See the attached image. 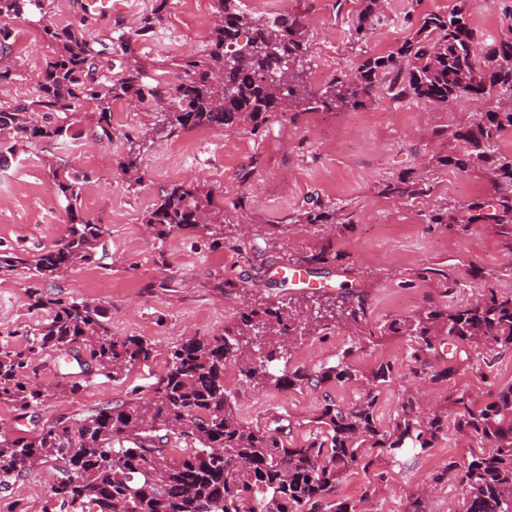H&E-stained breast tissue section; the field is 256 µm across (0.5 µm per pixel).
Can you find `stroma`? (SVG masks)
I'll list each match as a JSON object with an SVG mask.
<instances>
[{"label":"stroma","mask_w":512,"mask_h":512,"mask_svg":"<svg viewBox=\"0 0 512 512\" xmlns=\"http://www.w3.org/2000/svg\"><path fill=\"white\" fill-rule=\"evenodd\" d=\"M456 0H386V25L366 43H354L349 29L359 0H238L248 13L274 8L302 15L309 34V76L314 88L349 72L370 55L396 51L413 37L415 23L430 12H448ZM155 0H112L106 16L86 11L83 0H49L45 19L60 25L83 22L87 38L102 43L134 30L149 14ZM166 16L146 42H131L138 59L162 61L187 51L199 52L209 43L215 25L212 0H168ZM42 19V20H45ZM41 19L11 20L14 45L9 66L16 79L0 85V104L35 97L38 83L53 55L41 37ZM487 99L465 100L453 108L430 106L412 99L382 96L370 106L337 112L287 113L258 135L238 130L199 128L164 139L155 125L160 118L156 102L125 99L112 115V137L92 135L91 112L78 113V139L27 147L0 168V251L21 247L35 252L67 232L64 201L54 194L49 160L66 161L74 172L88 174L82 190V210L100 218L107 229L109 256L102 265H78L54 282L34 284L27 275L0 278V347L24 348V328L36 317L28 308L29 291L63 299L91 297L109 311L112 332L141 336L158 348L190 337L223 333L242 309L261 304L294 302L332 310L342 295L366 302L364 326L376 329L385 321L416 314L439 286L419 281L420 266H448L459 284L443 303L454 309L475 302L485 289L512 295V256L504 252L491 226L471 225L458 234L443 224L426 221L440 205H462L491 193L486 173L444 166L445 157L458 151L447 132L468 123L472 113L490 107ZM137 144L139 183H130L118 163ZM402 175L425 180V195L403 201L386 197L384 183ZM200 183L216 189V203L224 207V234L230 245L213 246L199 230L186 228L159 241L143 224L146 212L174 184ZM243 208H234L236 200ZM330 205L349 215L348 225H335L330 234L341 257L317 265L311 278L319 293L285 284L283 268L309 254L320 243L313 229L292 225V218L316 204ZM234 280L235 290L219 293L214 275ZM344 327H330L299 338L290 350L288 368L313 369L331 363L337 354L353 348L351 362L370 373L379 363L394 364L397 374L378 400L376 414L389 421L402 394L420 382L405 338L386 336L355 348ZM462 374L429 385L427 401L446 405L451 395L468 392L475 404L491 399L497 389L512 384V350L483 362L471 356ZM39 382L55 389L63 380L80 375L71 353L46 350L34 357ZM162 360L151 368L134 367L123 379L94 383L78 394L56 392L37 412L36 419L18 417L0 403V423L10 435L23 436L33 424H47L62 415L89 416L99 409L131 398L160 372ZM224 385L236 397V412L245 423L265 426L281 419L289 446L300 445L313 427L325 398L350 405L362 396L360 381L330 382L321 386L289 388L267 385L253 388L240 380L236 368L226 370ZM476 452V442L448 430L434 447L416 456L409 466L388 468L384 479L367 484L361 474L343 478L337 498L359 504L362 512H402L407 498L427 492V512H458L465 488L459 476L449 475L440 485L432 476L448 459L458 458L460 444ZM55 472L43 465L0 487V512H42Z\"/></svg>","instance_id":"stroma-1"}]
</instances>
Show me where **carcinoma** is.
I'll list each match as a JSON object with an SVG mask.
<instances>
[{
	"label": "carcinoma",
	"mask_w": 512,
	"mask_h": 512,
	"mask_svg": "<svg viewBox=\"0 0 512 512\" xmlns=\"http://www.w3.org/2000/svg\"><path fill=\"white\" fill-rule=\"evenodd\" d=\"M47 0H0V54L12 51L10 20ZM167 0H159L139 28L107 45L85 37L80 24H46L43 39L57 45L47 62L38 94L29 102L0 107V164L30 144L73 138L70 116L92 108L99 139L112 138V106L125 97L153 100L162 108L164 137L199 127L239 128L256 136L286 113L347 110L372 104L382 94L449 105L461 100L493 98L496 105L475 112L470 122L448 131L460 152L448 164L461 171L490 173L493 193L460 207H438L429 224L466 230L487 224L512 254V154L497 142L512 133V24L487 43L470 24L475 0H456L449 13L422 18L413 37L386 56L368 57L350 74L335 76L321 89L306 73L307 33L302 18L288 12L269 21L242 12L235 0H213L216 24L209 48L172 60L173 90L154 77L164 62L146 64L129 51L131 39L147 37L163 18ZM350 38L365 43L384 24L383 0H360ZM119 55L122 76L112 78V56ZM288 69V83L270 77ZM58 194L66 202L68 233L36 252H0V277L25 273L35 282H53L76 265L99 262L106 255V229L81 210L83 182L65 162L51 161ZM382 192L412 200L427 192L424 180L399 177ZM216 191L200 184H176L144 216L146 230L165 239L187 226L200 229L211 243H224V209ZM336 223V210L318 206L295 217L293 224ZM338 257L332 239L298 258L300 266L328 264ZM420 281L438 280L441 295L457 285L447 272L424 267ZM29 310L40 316L23 350L0 348V402L21 417H33L50 396L32 377L34 356L46 349H83L82 376L65 382L74 395L89 376L120 379L136 365L148 367L156 345L137 337L112 334L106 307L92 298L64 301L33 288ZM359 311L338 309L336 322L359 336ZM320 327L308 306L253 307L219 336L191 337L164 350L165 367L136 396L88 417H62L34 426L27 436L0 431V486L50 463L58 473L43 512H358L357 505L336 498L339 482L351 471L382 479L384 467L398 465L411 453L433 447L448 428V409H424L419 391H407L391 421L376 415L380 389L396 375L385 362L366 376V391L352 405L325 400L316 429L301 446L288 447L282 425L266 428L242 422L235 398L224 387V367L234 365L241 381L263 387L307 381L316 386L350 380L354 349L310 371L277 375L269 363L280 349ZM381 336H405L410 357L422 367L445 340L462 342L485 354L512 349V295L489 288L474 304L448 309L429 297L415 317L395 318L379 327ZM262 352L253 360L246 348ZM456 431L474 438L480 449L461 464L448 459L432 481L461 475L466 496L462 512H512V384L477 407L466 392L453 400ZM183 443L179 456L168 445Z\"/></svg>",
	"instance_id": "1"
}]
</instances>
